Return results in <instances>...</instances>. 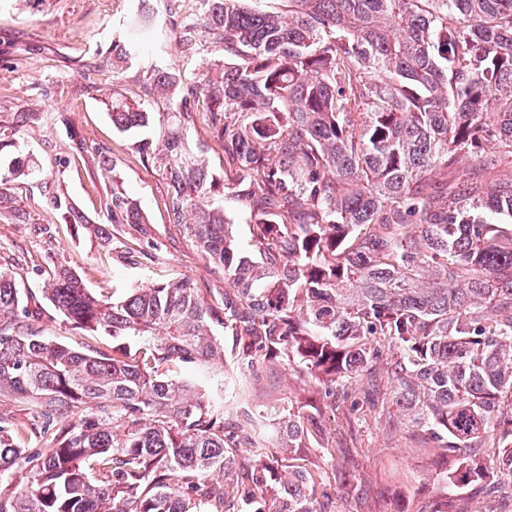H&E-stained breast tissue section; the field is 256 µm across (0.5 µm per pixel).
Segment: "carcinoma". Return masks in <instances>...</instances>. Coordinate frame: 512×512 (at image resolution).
Instances as JSON below:
<instances>
[{"label":"carcinoma","instance_id":"cac0c4a2","mask_svg":"<svg viewBox=\"0 0 512 512\" xmlns=\"http://www.w3.org/2000/svg\"><path fill=\"white\" fill-rule=\"evenodd\" d=\"M199 2L178 39L189 53L218 41L220 69L185 86L159 61L143 84L164 110L119 95L109 111L122 133L154 129L133 147L233 292L209 303L177 280L95 295L60 264L42 299L110 343L80 349L45 335L0 270V399L34 413L0 424V512H314L316 475L291 454L329 447L322 414L246 400L272 358L325 379L332 421L356 416L349 385L388 360L393 403L436 447L496 449L498 479L464 457L448 486L512 487V0ZM151 26L139 14L112 42L114 79ZM201 98L235 165L227 188L251 210V254L189 141ZM99 169L108 223L48 204L104 248L122 232L161 250L104 153ZM28 174L21 158L0 169V204Z\"/></svg>","mask_w":512,"mask_h":512}]
</instances>
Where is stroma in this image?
<instances>
[{"label": "stroma", "instance_id": "1", "mask_svg": "<svg viewBox=\"0 0 512 512\" xmlns=\"http://www.w3.org/2000/svg\"><path fill=\"white\" fill-rule=\"evenodd\" d=\"M151 3L155 36L117 81L101 56L137 13L140 0H0V163L25 153L35 166L32 175L11 183L8 212L0 217V268L10 271L19 287L38 291L57 264L67 263L98 294L182 278L205 294L228 288L222 272L201 257L171 220L165 179L132 152L130 138L113 127L106 107L117 92L144 95L141 79L156 60L172 64L182 83L191 85L224 57L217 44L188 54L176 38L180 26L198 14V0ZM189 139L204 148L217 180L233 178L223 143L207 121L196 119ZM79 142L84 150H76ZM103 153L113 158L162 244L161 251L140 257L135 265L123 262L120 254L138 250V241L121 236L103 249L94 237L66 224L61 211L46 205L52 192L89 222L105 223L106 186L98 172ZM375 386L382 406L361 413L352 428L337 419L329 429L336 437L334 448L295 453L299 463L322 476L311 497L314 512H433L449 499L457 512H512L508 490L490 499L474 486L450 496L445 476L457 467L458 454L435 447L427 432L398 412L386 375L353 382L349 391L362 403ZM247 396L261 410L287 404L323 409L328 404L317 380L276 360L264 365Z\"/></svg>", "mask_w": 512, "mask_h": 512}]
</instances>
